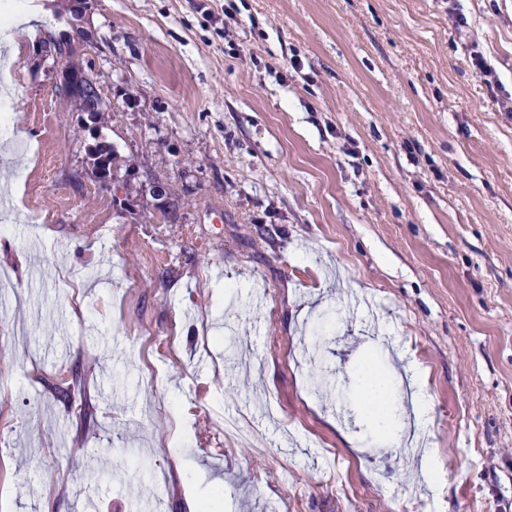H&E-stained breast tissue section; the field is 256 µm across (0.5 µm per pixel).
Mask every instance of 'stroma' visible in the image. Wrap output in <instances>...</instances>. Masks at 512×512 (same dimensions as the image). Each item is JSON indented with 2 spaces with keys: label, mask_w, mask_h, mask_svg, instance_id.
Listing matches in <instances>:
<instances>
[{
  "label": "stroma",
  "mask_w": 512,
  "mask_h": 512,
  "mask_svg": "<svg viewBox=\"0 0 512 512\" xmlns=\"http://www.w3.org/2000/svg\"><path fill=\"white\" fill-rule=\"evenodd\" d=\"M87 28L94 124L35 65L51 28L0 40V512H512V0H94ZM88 156L92 161L94 177L101 186L105 187L111 182L112 184L117 183L124 186L125 181L119 176V171L123 164H121L120 156L113 147L110 149L101 145H95L88 149ZM107 187L112 190V185Z\"/></svg>",
  "instance_id": "1"
}]
</instances>
